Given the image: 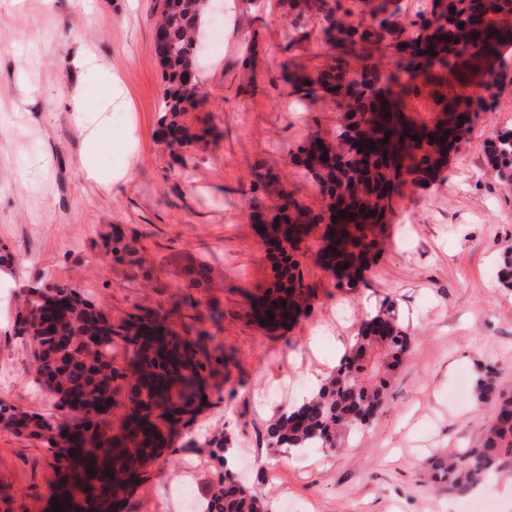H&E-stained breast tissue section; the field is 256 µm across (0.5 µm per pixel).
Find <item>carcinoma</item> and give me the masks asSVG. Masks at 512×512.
<instances>
[{
    "label": "carcinoma",
    "mask_w": 512,
    "mask_h": 512,
    "mask_svg": "<svg viewBox=\"0 0 512 512\" xmlns=\"http://www.w3.org/2000/svg\"><path fill=\"white\" fill-rule=\"evenodd\" d=\"M343 2L289 0L295 18L284 50L310 39L307 21L316 9L319 38L332 52L323 68L309 73L282 63L280 79L305 106L330 103L338 126L336 144L312 133L292 156L323 196L321 212L301 210L270 169L260 165L253 171L250 219L255 222L267 213L289 225L283 243L270 254L274 281L263 294L247 295L251 316L268 329L296 323L308 307L298 252L312 226L337 219L333 243L318 251L320 266L340 275L337 287H355L368 256L378 248L373 228L387 223L399 188H422L435 179L448 150L472 130L463 115L493 111L508 76L501 48L512 43V0H452L455 13L448 14L445 27L431 17L430 0L409 18L399 15L392 0H379L369 17L358 21ZM209 3L162 0L157 29L166 37L154 43V51L164 75L161 123L164 134L173 136L171 147L201 142L212 133L210 128L192 133L185 125L183 117L202 100L182 89ZM376 52L389 55L388 66L373 61ZM473 85L484 88V94L469 95ZM411 98L429 101L435 117L418 123L408 116L405 102ZM414 134L418 139H412ZM372 143L373 150L368 148ZM487 156L496 179L511 187L512 129L487 139ZM341 210L349 216L339 217ZM112 252L122 253L149 277L135 243ZM499 282L512 290L510 248L500 255ZM185 305L194 308L197 302L187 296L168 309L138 307L114 323L68 284L36 282L23 289L14 335L32 351L33 384L58 398L61 414L47 417L0 401V426L53 459L57 480L48 493L47 512H53L50 504L56 501L62 503L60 512H114L142 482L147 461L163 453L176 431L190 430L209 405L202 400L208 396V379L224 371L229 356L215 335L192 324H175L173 318H184ZM119 340L127 357L122 372L112 367ZM411 346L393 304L366 316L336 373L312 398L267 426L268 447L341 449L345 436L361 433L373 422ZM117 379L129 381V416L123 432L114 435L108 417ZM475 392L478 400L495 405L489 423L472 445L438 454L430 464L432 480L459 490L482 484L503 460L512 458V394L496 390L488 377L477 379ZM65 431L77 439L73 455L57 441ZM204 445L219 452L221 467L204 497L205 512H265L267 503L226 468L224 436L206 439Z\"/></svg>",
    "instance_id": "carcinoma-1"
}]
</instances>
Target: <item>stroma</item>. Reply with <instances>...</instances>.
<instances>
[{"label": "stroma", "instance_id": "obj_1", "mask_svg": "<svg viewBox=\"0 0 512 512\" xmlns=\"http://www.w3.org/2000/svg\"><path fill=\"white\" fill-rule=\"evenodd\" d=\"M160 10L161 0H0V247L14 257L10 282L0 285V401L57 412L55 397L28 382L31 351L13 334L23 286L70 284L115 320L133 306L167 308L188 294L199 302L201 328L230 355L210 381L211 404L196 428L229 437L231 470L266 495L270 512H463L476 496L499 502L512 462L477 494L432 483L428 469L432 454L476 438L494 412L492 402L455 397L460 375L473 379L491 365L499 389L512 391V291L497 278L498 256L512 247V188L497 181L485 152L493 131L512 127V83L429 186L395 198L379 256L358 288L336 287L311 238L301 258L311 307L270 334L244 316L246 292L273 277L246 200L262 164L304 209L323 207L291 154L311 132L334 139L337 114L329 104L292 103L279 73L285 61L307 71L323 66L324 50L314 40L286 47L293 14L282 0H224L197 59L204 101L186 117L215 136L188 149L182 165L161 134L165 82L153 42ZM251 44L257 53L245 70ZM88 51L116 71L132 110L102 97L97 78L74 67V56ZM73 92L111 142L100 168L126 173L111 191L83 174L87 131L72 117ZM117 240L138 243L149 278L116 259ZM201 261L212 281L188 288L187 271ZM386 299L412 353L382 412L333 456L268 448L270 420L305 398L308 378L333 374L366 314ZM215 305L223 313L217 322L209 317ZM284 382L292 386L287 398L259 399L261 388ZM183 443L174 437L173 451L148 465L125 512H182L166 496L179 479L205 494L216 463L209 449ZM55 480L43 448L0 428V512H39Z\"/></svg>", "mask_w": 512, "mask_h": 512}]
</instances>
